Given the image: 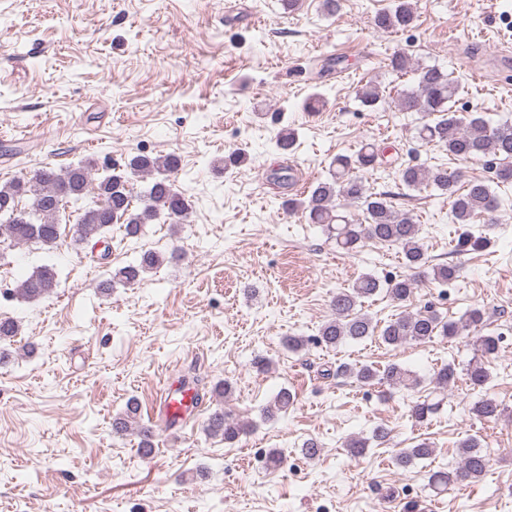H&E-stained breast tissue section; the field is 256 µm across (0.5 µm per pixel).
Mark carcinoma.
Listing matches in <instances>:
<instances>
[{
  "label": "carcinoma",
  "instance_id": "cac0c4a2",
  "mask_svg": "<svg viewBox=\"0 0 512 512\" xmlns=\"http://www.w3.org/2000/svg\"><path fill=\"white\" fill-rule=\"evenodd\" d=\"M414 22V10L410 0H393V4L380 12L375 19L381 30L399 31ZM389 66L395 72H411L412 86L401 90L397 106L402 112H419L421 121L415 127L416 138L424 144H434L448 154L461 159L483 158L495 167L496 179L501 182L512 180V122L496 125L485 119L471 116L468 121L456 115L452 102L459 93L458 80L437 66L414 63L402 52L393 54ZM362 105L375 106L380 100L377 87L369 82L358 90ZM278 151L286 154L296 145V134L291 128L281 129L275 140ZM379 150L367 144L353 155H338L330 163L328 177L311 187L303 199H288L285 208L305 213L309 223L324 226L336 247L351 250L364 240H374L387 246L401 249L404 263L411 269L425 268L428 258L419 238V227L412 215L397 210L387 192H373L366 186L364 173L378 164ZM94 163L89 161L56 169L43 166L30 177H17L0 185V240L10 247L34 242L51 249L60 237L61 208L76 204L87 196L86 188ZM180 157L174 153L150 156L138 154L130 158L125 167L113 171L99 181L97 197L83 209L74 225L75 241L87 242L95 237H105L112 232V225H124L129 238L139 236L145 225L164 218L171 224L185 221L191 209L190 197L175 184V175L180 169ZM134 177H148L150 182L141 191L139 203H134L131 180ZM400 185L408 190L431 187L451 200V215L454 223L468 224L477 216L493 215L499 208L497 195L489 181L473 179L466 185L458 186V179L448 171L424 165H408L399 169ZM22 196L30 199L29 211L17 213L16 200ZM347 202L362 210L364 222H356L341 214L342 203ZM166 257L153 251L143 253L139 260L112 272L110 279L99 287L104 290L114 285L131 286L140 282L144 275L157 269ZM430 267V266H428ZM431 280L446 286L455 281L456 266L441 264L430 267ZM58 286L55 265L43 264L27 276L16 288V294L24 299H37L54 292ZM418 281L405 275L391 276L385 280L365 274L349 288L336 292L331 307L333 317L320 329L316 342L335 347L347 340L361 341L376 337L389 347H399L409 342H426L436 336L451 338L470 325L478 326L483 314L471 310L459 322L445 321L436 312L425 308L407 312L383 327H378L373 317L362 310L363 299L384 289L390 298L404 303L415 293ZM17 320L0 317V342L11 341L19 335ZM478 351L484 358L498 354V338L481 335L477 339ZM340 372L349 375L363 385L380 383L391 387L408 386L414 382L411 374L396 363L380 370L371 365L342 367ZM470 386L484 387L490 374L481 362L469 366L466 373ZM291 391L281 389L272 403L263 409L266 418L286 414L294 406ZM473 411L483 420L496 419L501 414L496 400L483 398ZM137 405L129 401L123 414L113 418L112 430L124 436L137 431L139 448L143 455H149L154 448V435L149 427H134ZM248 426L241 423L222 409L211 413L207 431L224 437L233 443L247 432ZM432 448L421 443L406 448L396 457V464L407 467L416 459L427 458ZM489 460L480 450L475 438L461 443V464L456 477L473 480L487 469Z\"/></svg>",
  "mask_w": 512,
  "mask_h": 512
}]
</instances>
